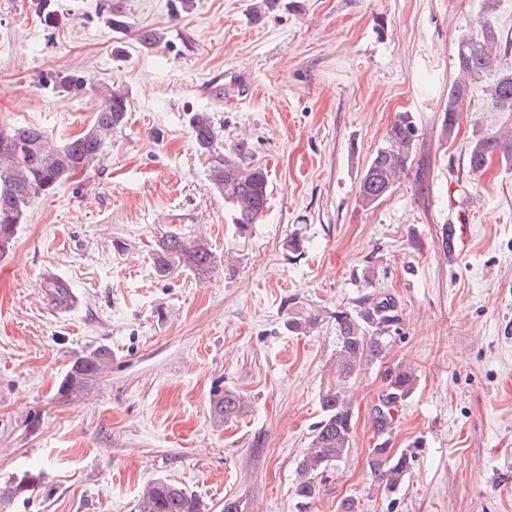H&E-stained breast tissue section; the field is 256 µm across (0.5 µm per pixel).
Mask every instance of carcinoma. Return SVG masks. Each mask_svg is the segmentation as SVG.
<instances>
[{
    "mask_svg": "<svg viewBox=\"0 0 512 512\" xmlns=\"http://www.w3.org/2000/svg\"><path fill=\"white\" fill-rule=\"evenodd\" d=\"M497 6L498 0H483L481 22L477 23L476 31L463 36L457 44L454 60L457 75L448 89L445 109V125L450 132L475 80L488 79L485 92L492 109L512 112V65L504 62L498 52L494 23ZM99 96L101 106L91 128L61 146L51 145L44 132L36 127L0 129V256L11 249L16 227L23 223L26 210L34 200L61 181L96 167L112 132L124 126L125 94L107 87L99 91ZM188 123L196 150L212 158L209 167L212 186L224 196L237 230L247 231L268 207L267 170L250 162L252 148L244 140L237 141L222 154L217 152L220 134L210 113L194 112ZM416 140L417 127L412 115L398 113L361 178L356 201L362 208H375L393 191L408 171ZM498 149L512 158V134L477 137L468 153L470 170L480 171ZM153 262L161 274L182 266L205 276L214 266L215 254L206 240L191 243L171 232L158 242ZM361 281L367 292L353 306L334 312L335 385L320 397L322 417L314 426L309 448L297 465L295 495L300 512H308L319 498L321 487L316 478L325 476L352 447L351 381L384 356L401 322L396 300L377 289L373 267L363 269ZM111 363L112 351L105 347L77 358L62 381L60 392L83 387ZM416 385V372L409 365H398L388 373L379 399V426L388 424L391 410L412 395ZM248 406L247 398L234 388L224 389L212 400L214 416L224 422L240 417ZM369 456L377 489L385 493L398 491L411 474L413 455L405 449L394 453L381 442L370 449ZM135 512H201V505L180 485L157 479L142 491Z\"/></svg>",
    "mask_w": 512,
    "mask_h": 512,
    "instance_id": "obj_1",
    "label": "carcinoma"
}]
</instances>
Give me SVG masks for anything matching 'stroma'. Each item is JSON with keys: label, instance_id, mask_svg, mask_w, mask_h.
I'll use <instances>...</instances> for the list:
<instances>
[{"label": "stroma", "instance_id": "obj_1", "mask_svg": "<svg viewBox=\"0 0 512 512\" xmlns=\"http://www.w3.org/2000/svg\"><path fill=\"white\" fill-rule=\"evenodd\" d=\"M0 0V126L61 145L88 130L98 90L120 88L129 120L98 167L40 196L0 256V487L27 483L1 512H134L147 483L185 487L202 512L238 498L296 512V468L333 383L332 314L361 295V269L403 323L352 383L353 446L312 512H512V160L471 172L475 137L512 128L474 85L447 130L458 39L483 0ZM125 25H111L113 14ZM145 30L161 32L146 46ZM248 79L253 94L222 88ZM211 113L222 147L248 139L269 172L262 221L238 232L187 119ZM418 138L407 175L371 210L361 177L397 113ZM470 224L449 262L445 228ZM207 239L206 276L159 275L169 232ZM301 251H293L292 239ZM79 297L56 314L47 284ZM316 317L305 334L289 317ZM112 367L59 386L98 347ZM414 366L415 392L378 429L384 378ZM249 400L224 423L217 389ZM413 453L393 494L369 450Z\"/></svg>", "mask_w": 512, "mask_h": 512}]
</instances>
